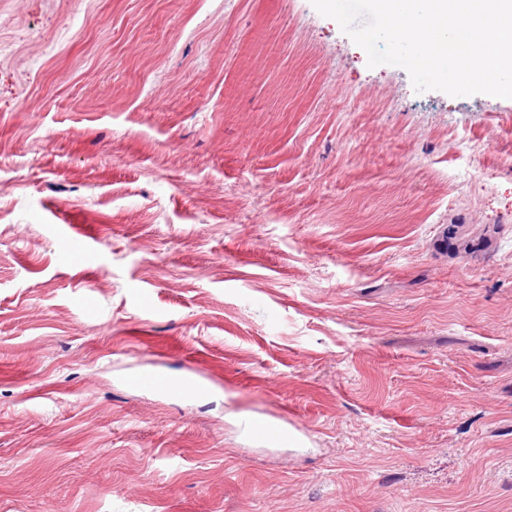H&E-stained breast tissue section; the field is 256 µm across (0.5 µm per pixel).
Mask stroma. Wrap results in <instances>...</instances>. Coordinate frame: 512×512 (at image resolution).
Listing matches in <instances>:
<instances>
[{
  "label": "stroma",
  "mask_w": 512,
  "mask_h": 512,
  "mask_svg": "<svg viewBox=\"0 0 512 512\" xmlns=\"http://www.w3.org/2000/svg\"><path fill=\"white\" fill-rule=\"evenodd\" d=\"M0 512H512V99L311 0H0ZM125 383L132 389L175 393L181 396L194 394L199 389V382L193 375L171 380L159 373L139 371L129 375Z\"/></svg>",
  "instance_id": "obj_1"
}]
</instances>
